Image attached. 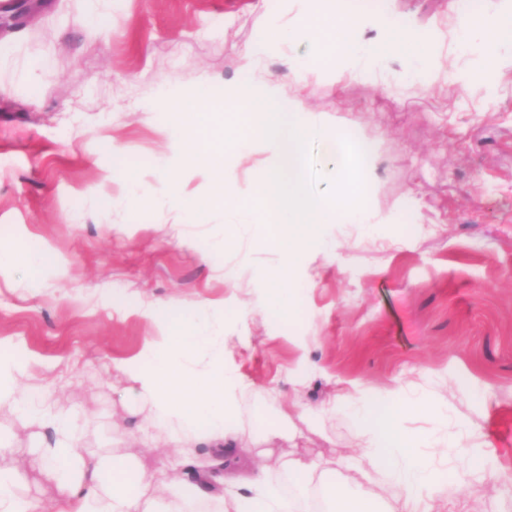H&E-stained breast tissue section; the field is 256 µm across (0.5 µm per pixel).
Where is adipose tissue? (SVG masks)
I'll list each match as a JSON object with an SVG mask.
<instances>
[{
    "label": "adipose tissue",
    "instance_id": "1",
    "mask_svg": "<svg viewBox=\"0 0 512 512\" xmlns=\"http://www.w3.org/2000/svg\"><path fill=\"white\" fill-rule=\"evenodd\" d=\"M365 17L342 14L332 28L321 31L320 49L298 76L309 73L360 77L378 53L356 44L353 35ZM459 36L479 51L488 68L512 51V0L497 14L462 20ZM224 310L204 302L180 335L162 329L146 342L137 359L118 365L130 383L132 399L150 398L154 422L163 425L174 443H205L219 449L225 439L240 432L227 418L238 398V383L224 367ZM25 365L0 353V407L15 411L18 427L51 428L54 442L33 449L32 463L57 497L53 512H299L295 500L261 469L243 468L214 478L206 505H198L177 479L156 480L140 473L130 482L127 457L92 452L69 417L52 410L47 399H34L22 384ZM382 410L365 416L361 437L365 450L356 469L365 479L384 474L398 490L397 512H434L441 474L415 448L402 421L409 412L402 389L387 390ZM15 450L0 442V512H44L43 501L32 497L10 460Z\"/></svg>",
    "mask_w": 512,
    "mask_h": 512
}]
</instances>
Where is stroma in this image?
<instances>
[{"mask_svg":"<svg viewBox=\"0 0 512 512\" xmlns=\"http://www.w3.org/2000/svg\"><path fill=\"white\" fill-rule=\"evenodd\" d=\"M339 12L391 11L439 31L426 45L399 29L368 28L382 51L367 77L335 86L308 76L299 97L322 130L315 163L334 177L327 130L378 144L365 224H328L301 254L292 308L278 304L269 272L277 246L254 227L229 230L199 179L182 213L168 202V131L196 123L188 105L202 88L268 79L296 84L314 29L309 0H7L0 8V252L51 256L35 272L0 267V344L24 357L28 385L88 420L87 443L145 469L176 459L152 404L130 401L115 366L136 358L160 323L183 329L195 304L224 308V367L241 387L230 436L240 462L267 466L303 512H321L315 486L291 481L300 456L333 460L326 475L353 486L347 459L361 454V419L379 395L401 387L422 404L403 426L444 475L441 512H512V67L466 85L413 60L438 56L478 71L477 54L449 29L453 0H340ZM296 29L272 40L246 69L243 51L264 25ZM398 42L403 52L387 55ZM179 111L157 108L161 94ZM240 207L261 186L264 155L248 145L224 161ZM366 398L335 405L348 381ZM468 448L462 475L449 438ZM21 431L0 409V440L20 449L31 493L51 501L26 454L50 440Z\"/></svg>","mask_w":512,"mask_h":512,"instance_id":"1","label":"stroma"}]
</instances>
